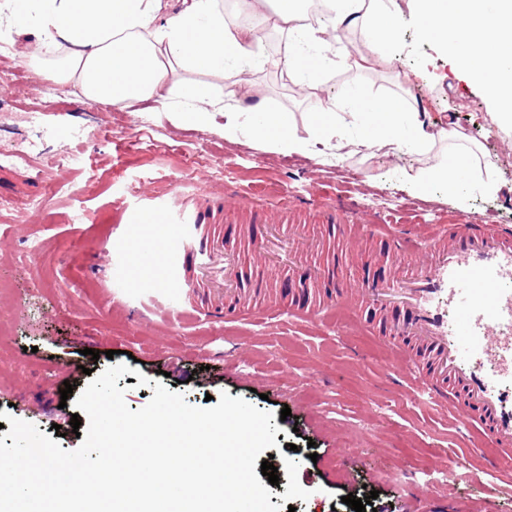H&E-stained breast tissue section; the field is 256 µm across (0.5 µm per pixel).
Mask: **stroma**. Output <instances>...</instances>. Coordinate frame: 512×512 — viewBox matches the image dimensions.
<instances>
[{"label":"stroma","mask_w":512,"mask_h":512,"mask_svg":"<svg viewBox=\"0 0 512 512\" xmlns=\"http://www.w3.org/2000/svg\"><path fill=\"white\" fill-rule=\"evenodd\" d=\"M397 56L359 70L345 51L366 52L357 35L335 45V66L314 79L315 95H330L350 146L310 138L312 98L293 92L275 68L255 79L271 110L294 114L310 155L265 151L244 135L226 141L223 112L208 126L181 124L147 100L133 109L82 107L78 88L60 83L54 97L21 71V46L0 52V412L29 422L66 450L80 443L70 423L91 374L115 363L133 366L149 383L120 378L131 410L146 406L162 381L194 406L228 393L273 413L279 482L270 501L295 512H352L342 496L377 491V512H512V461L491 468L473 452L478 431L448 411L426 405L413 382L392 381L387 348L336 325L308 329L283 310L259 319L170 313L166 289L133 277L124 264L121 227L142 207L174 197L197 198L200 187L233 188L252 198L246 219H223L228 246L247 257L251 243L272 238L276 224L297 227L315 249L294 262L245 265L253 289L299 286L312 273L335 289L364 276L390 277L396 259L385 236L352 242L327 223L328 205L357 210L376 224H442L460 216H491L512 225V136L494 126L490 107L447 53L406 20ZM399 96L439 127L476 143L479 169L465 186V205L442 189L419 197L403 174L441 153L384 152L362 147V119L350 118L358 95ZM85 139L72 138L74 130ZM495 182L497 192L480 184ZM38 208H28L29 200ZM72 394L61 397L64 385ZM291 415L280 419L282 408Z\"/></svg>","instance_id":"1"}]
</instances>
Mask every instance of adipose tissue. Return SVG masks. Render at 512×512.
<instances>
[{
    "mask_svg": "<svg viewBox=\"0 0 512 512\" xmlns=\"http://www.w3.org/2000/svg\"><path fill=\"white\" fill-rule=\"evenodd\" d=\"M321 19L308 22L301 0H239L238 8L271 22L285 38L276 60L293 81L334 65L326 50L341 35L356 31L371 52L392 55L404 15H411L421 35L449 53L458 67L480 85L496 109L501 128L512 130V0H324ZM47 51L67 53L58 62L36 66L43 79L72 83L101 104L121 107L152 98L178 122L210 124L223 112L225 139L251 134L282 154H305L310 140L345 141L336 124L334 103H314L309 137L297 136L292 117L272 111L250 72L261 42L251 26H228L220 0H0V38ZM237 67L240 78L229 91L231 111L200 87L177 81V72ZM366 115L370 148L423 150L440 141L446 154L427 169L407 173L410 190L419 196L433 186L460 194L474 167L473 153L462 147L460 133L436 127L426 113L398 96L355 98Z\"/></svg>",
    "mask_w": 512,
    "mask_h": 512,
    "instance_id": "obj_1",
    "label": "adipose tissue"
}]
</instances>
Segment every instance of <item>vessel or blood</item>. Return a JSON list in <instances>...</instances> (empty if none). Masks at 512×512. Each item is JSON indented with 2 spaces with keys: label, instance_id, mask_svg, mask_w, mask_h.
<instances>
[{
  "label": "vessel or blood",
  "instance_id": "b4317fda",
  "mask_svg": "<svg viewBox=\"0 0 512 512\" xmlns=\"http://www.w3.org/2000/svg\"><path fill=\"white\" fill-rule=\"evenodd\" d=\"M191 228L167 210L144 208L123 229L129 265L154 266L179 300L197 298L212 309L241 295L238 256L224 249V227L196 208ZM385 231L402 271L387 281L367 279L338 288L337 305L353 317H380L388 348L419 378L426 397L454 409L464 428L479 429L492 461L512 458V227L490 219L451 224H389ZM310 289L295 290L293 315L316 323ZM405 319H397V312Z\"/></svg>",
  "mask_w": 512,
  "mask_h": 512
}]
</instances>
